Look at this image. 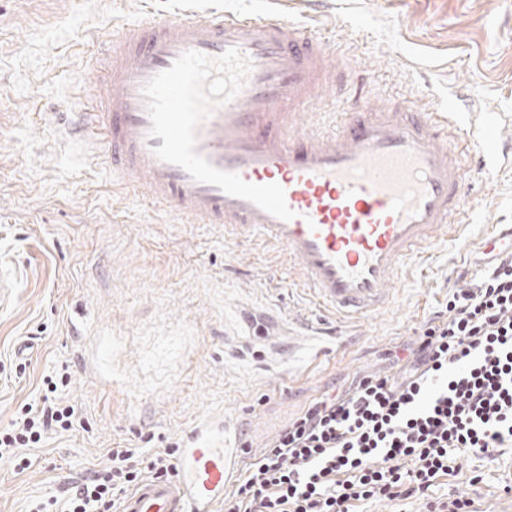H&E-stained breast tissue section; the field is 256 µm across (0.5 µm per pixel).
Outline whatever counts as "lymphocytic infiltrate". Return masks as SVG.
<instances>
[{
  "label": "lymphocytic infiltrate",
  "mask_w": 512,
  "mask_h": 512,
  "mask_svg": "<svg viewBox=\"0 0 512 512\" xmlns=\"http://www.w3.org/2000/svg\"><path fill=\"white\" fill-rule=\"evenodd\" d=\"M397 374H368L339 395L311 402L250 462L224 512H355L358 503L419 502L425 512H473V499L431 495L450 475L452 452L512 447V250L453 291L427 321ZM24 407L0 433V459L73 426L74 411ZM170 445L146 463L112 448L108 463L74 485L65 512H118L127 490L178 472Z\"/></svg>",
  "instance_id": "lymphocytic-infiltrate-1"
}]
</instances>
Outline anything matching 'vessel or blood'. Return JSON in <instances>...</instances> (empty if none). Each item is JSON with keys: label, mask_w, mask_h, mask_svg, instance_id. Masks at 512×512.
Segmentation results:
<instances>
[{"label": "vessel or blood", "mask_w": 512, "mask_h": 512, "mask_svg": "<svg viewBox=\"0 0 512 512\" xmlns=\"http://www.w3.org/2000/svg\"><path fill=\"white\" fill-rule=\"evenodd\" d=\"M79 128L113 173L146 184L191 224L258 233L295 259L317 297L347 315L380 311L400 267L458 226L468 170L444 112L409 101L353 108L302 131L327 49L271 14L155 16L123 29ZM229 443L197 427L176 481L149 480L121 512H217Z\"/></svg>", "instance_id": "1"}]
</instances>
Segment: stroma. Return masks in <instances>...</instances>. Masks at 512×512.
Segmentation results:
<instances>
[{
	"instance_id": "stroma-1",
	"label": "stroma",
	"mask_w": 512,
	"mask_h": 512,
	"mask_svg": "<svg viewBox=\"0 0 512 512\" xmlns=\"http://www.w3.org/2000/svg\"><path fill=\"white\" fill-rule=\"evenodd\" d=\"M177 10L283 14L308 22L345 81L372 101L451 107L512 139V0H0V431L39 402L43 379L70 430L0 459V512H33L112 448L148 458L221 416L253 455L310 402L367 373H395L449 293L487 267L485 241L512 224V163L465 162L462 239L433 243L396 278L380 312L340 322L319 306L287 252L220 224H188L145 189H115L72 119L95 92L96 50L128 25ZM327 86L298 122L316 130L350 104ZM25 364L16 372V364ZM434 496L512 512V447L457 458ZM479 484H470L472 476Z\"/></svg>"
}]
</instances>
